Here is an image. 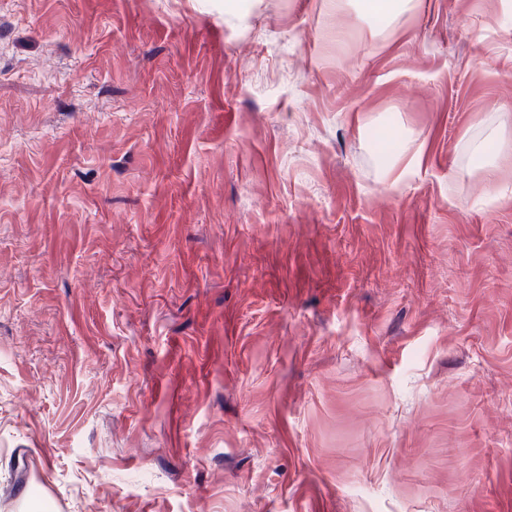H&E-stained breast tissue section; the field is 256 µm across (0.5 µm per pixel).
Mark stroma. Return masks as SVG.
I'll return each mask as SVG.
<instances>
[{"mask_svg":"<svg viewBox=\"0 0 512 512\" xmlns=\"http://www.w3.org/2000/svg\"><path fill=\"white\" fill-rule=\"evenodd\" d=\"M503 129L512 0H0V512H512ZM415 0H360L358 7L367 17L379 22L382 28L390 26L416 7ZM474 158L477 159L485 172L486 180L489 183L495 181L497 170L496 159L509 160L512 158V138L501 135L492 141H485L474 146ZM493 154V161L484 160L487 155Z\"/></svg>","mask_w":512,"mask_h":512,"instance_id":"obj_1","label":"stroma"}]
</instances>
